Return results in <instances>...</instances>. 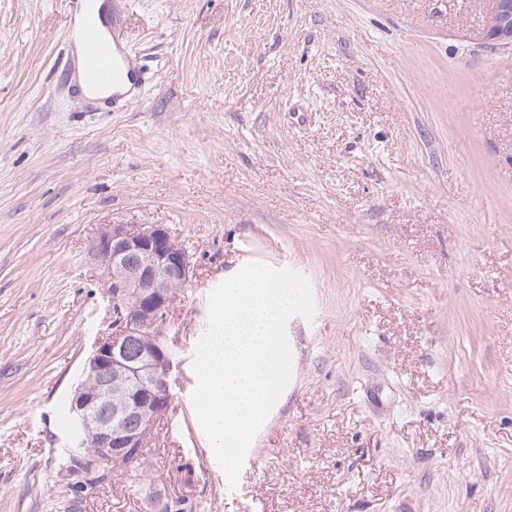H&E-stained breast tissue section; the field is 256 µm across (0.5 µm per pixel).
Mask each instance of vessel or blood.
Instances as JSON below:
<instances>
[{
    "mask_svg": "<svg viewBox=\"0 0 512 512\" xmlns=\"http://www.w3.org/2000/svg\"><path fill=\"white\" fill-rule=\"evenodd\" d=\"M80 49L86 83L93 88H112L113 104H120L144 86L142 71L131 62L120 36L105 37L86 27Z\"/></svg>",
    "mask_w": 512,
    "mask_h": 512,
    "instance_id": "b4317fda",
    "label": "vessel or blood"
}]
</instances>
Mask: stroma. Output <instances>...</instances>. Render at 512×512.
Instances as JSON below:
<instances>
[{"label": "stroma", "mask_w": 512, "mask_h": 512, "mask_svg": "<svg viewBox=\"0 0 512 512\" xmlns=\"http://www.w3.org/2000/svg\"><path fill=\"white\" fill-rule=\"evenodd\" d=\"M151 82L74 87L71 0H0V512H59L68 412L112 303L89 245L164 224L193 273L162 327L145 483L78 512H512V51L481 0H105ZM304 275L292 380L235 496L190 402L236 262Z\"/></svg>", "instance_id": "obj_1"}]
</instances>
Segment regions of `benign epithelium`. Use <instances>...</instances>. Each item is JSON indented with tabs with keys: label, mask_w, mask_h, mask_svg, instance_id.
Segmentation results:
<instances>
[{
	"label": "benign epithelium",
	"mask_w": 512,
	"mask_h": 512,
	"mask_svg": "<svg viewBox=\"0 0 512 512\" xmlns=\"http://www.w3.org/2000/svg\"><path fill=\"white\" fill-rule=\"evenodd\" d=\"M477 40L495 49H512V0H483ZM104 269L112 306L118 308L112 332L98 340L71 396L76 422L97 420L94 434L73 440L77 449L92 442L101 454L80 479L81 491L112 469L135 461L143 442L153 435V421L171 403L174 359L155 330L167 318L172 286L192 273L188 252L175 244L164 224H104L90 246Z\"/></svg>",
	"instance_id": "benign-epithelium-1"
}]
</instances>
